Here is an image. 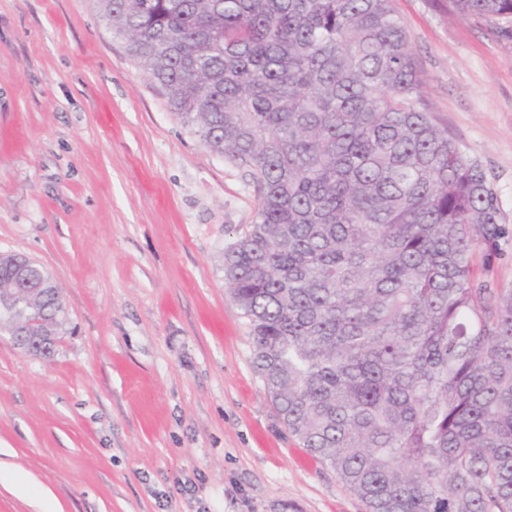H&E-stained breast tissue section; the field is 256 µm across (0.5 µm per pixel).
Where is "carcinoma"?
I'll list each match as a JSON object with an SVG mask.
<instances>
[{
    "label": "carcinoma",
    "instance_id": "obj_1",
    "mask_svg": "<svg viewBox=\"0 0 512 512\" xmlns=\"http://www.w3.org/2000/svg\"><path fill=\"white\" fill-rule=\"evenodd\" d=\"M98 2L171 112L256 186L224 279L288 432L368 512H512V288L489 277L509 229L425 107L393 0ZM456 8L512 19V0Z\"/></svg>",
    "mask_w": 512,
    "mask_h": 512
}]
</instances>
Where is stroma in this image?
<instances>
[{
  "label": "stroma",
  "mask_w": 512,
  "mask_h": 512,
  "mask_svg": "<svg viewBox=\"0 0 512 512\" xmlns=\"http://www.w3.org/2000/svg\"><path fill=\"white\" fill-rule=\"evenodd\" d=\"M394 6L512 228V22ZM258 202L97 0H0V253L41 265L67 314L51 360L0 337V512H366L282 424L225 285Z\"/></svg>",
  "instance_id": "stroma-1"
}]
</instances>
